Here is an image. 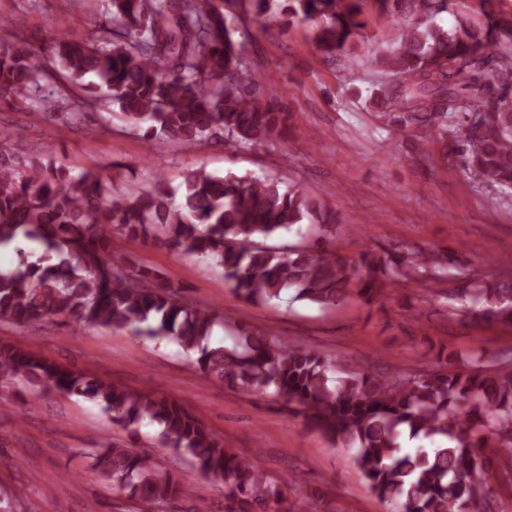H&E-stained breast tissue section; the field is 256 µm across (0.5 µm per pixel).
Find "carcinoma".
I'll return each instance as SVG.
<instances>
[{"label": "carcinoma", "mask_w": 512, "mask_h": 512, "mask_svg": "<svg viewBox=\"0 0 512 512\" xmlns=\"http://www.w3.org/2000/svg\"><path fill=\"white\" fill-rule=\"evenodd\" d=\"M109 0L122 40H70L56 29L46 61L18 40L0 47V96L24 98L56 83L79 105L116 106L147 137L187 146L215 137L251 150L288 131L289 113L260 97L243 43V16L264 24L269 0ZM291 16L316 28L321 52L333 54L362 28L359 0H291ZM413 15L376 63L388 81L373 97L397 122H450L465 173L512 190V97L484 95L478 78L512 87V15H486L445 30L433 18L445 0H376ZM94 77L87 82L85 78ZM263 179L190 170L180 201L164 189L135 197L111 194L102 176L73 174L51 159L21 168L0 158V245L36 241L54 263L19 260L0 270V321L37 324L53 316L168 337L197 354L198 369L230 385L269 393L330 441L354 449V464L392 512H494L490 471L512 469V367H497L480 349L452 367L389 375L346 368L316 350L235 327L231 347L211 344L218 317L181 300L171 286L112 250V232L152 238L179 254L210 259L248 302L285 291L322 309L353 299L366 305L391 284L429 289L446 277L465 281L450 313L512 324V281L458 255L406 246L363 250L356 261L315 247L273 240L309 221L328 232L335 215L305 190ZM27 379L46 391L90 399L116 424L161 427L163 444L190 456L200 471L224 479V512H310L258 459L224 445L178 402L87 376L23 343L0 342V381ZM500 449L498 462L475 464V449ZM94 466L150 506L190 496V489L136 448L112 443Z\"/></svg>", "instance_id": "1"}]
</instances>
